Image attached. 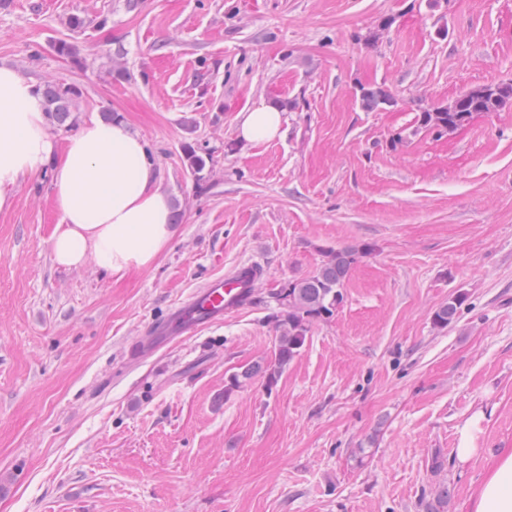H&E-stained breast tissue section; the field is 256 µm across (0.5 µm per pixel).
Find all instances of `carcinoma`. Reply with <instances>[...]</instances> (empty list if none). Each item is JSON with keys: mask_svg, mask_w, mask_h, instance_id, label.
I'll return each mask as SVG.
<instances>
[{"mask_svg": "<svg viewBox=\"0 0 512 512\" xmlns=\"http://www.w3.org/2000/svg\"><path fill=\"white\" fill-rule=\"evenodd\" d=\"M495 85H482L477 90L488 93L484 98V110L500 112L512 108V96L502 99L489 95ZM43 99L48 119L59 127L68 126L73 102L80 96L79 89L72 84L51 83L37 89ZM362 107L371 112L387 106L392 94L383 86H368L359 91ZM457 113L448 111L444 104L429 107V111L419 113L413 129L406 134H398L391 146L402 144L419 131H447L448 123L455 121ZM182 160L185 169L197 184L206 181L213 162L210 151L197 144L186 142L182 146ZM367 253L353 247L327 248L318 268L310 275L286 281L281 288L271 294L279 306L275 315L274 361L265 370L268 383H274L279 373L299 354L305 345L312 326L332 317L343 302V288L347 276L358 258ZM462 299L453 297L438 307L433 313V325L437 329L447 328L456 318ZM448 487H438L426 512H447Z\"/></svg>", "mask_w": 512, "mask_h": 512, "instance_id": "carcinoma-1", "label": "carcinoma"}]
</instances>
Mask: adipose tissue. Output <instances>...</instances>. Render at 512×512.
Listing matches in <instances>:
<instances>
[{
    "label": "adipose tissue",
    "instance_id": "adipose-tissue-1",
    "mask_svg": "<svg viewBox=\"0 0 512 512\" xmlns=\"http://www.w3.org/2000/svg\"><path fill=\"white\" fill-rule=\"evenodd\" d=\"M283 115L257 98L236 116L240 143L281 138ZM52 169L61 215L52 235L55 262L65 268L96 261L121 275L149 266L172 233L170 201L146 143L127 123L92 121L57 143L35 87L0 66V209L19 182ZM470 512H512V448H500L470 497Z\"/></svg>",
    "mask_w": 512,
    "mask_h": 512
}]
</instances>
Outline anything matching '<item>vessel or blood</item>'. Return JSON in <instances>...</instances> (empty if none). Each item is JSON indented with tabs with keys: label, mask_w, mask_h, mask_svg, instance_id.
Wrapping results in <instances>:
<instances>
[{
	"label": "vessel or blood",
	"mask_w": 512,
	"mask_h": 512,
	"mask_svg": "<svg viewBox=\"0 0 512 512\" xmlns=\"http://www.w3.org/2000/svg\"><path fill=\"white\" fill-rule=\"evenodd\" d=\"M264 272L261 265L243 262L229 273L213 278L205 288L173 307L165 319L154 323L138 342L137 351L150 354L179 336L195 334L200 328L222 322L243 306L249 282Z\"/></svg>",
	"instance_id": "b4317fda"
}]
</instances>
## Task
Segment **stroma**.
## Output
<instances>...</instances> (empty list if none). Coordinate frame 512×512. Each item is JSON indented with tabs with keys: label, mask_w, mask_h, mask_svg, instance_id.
Returning <instances> with one entry per match:
<instances>
[{
	"label": "stroma",
	"mask_w": 512,
	"mask_h": 512,
	"mask_svg": "<svg viewBox=\"0 0 512 512\" xmlns=\"http://www.w3.org/2000/svg\"><path fill=\"white\" fill-rule=\"evenodd\" d=\"M1 64L77 86V123L117 112L182 217L151 265L116 278L54 263L50 172L0 210V512H424L439 483L448 512H469L512 448V109L390 141L418 105L512 80V0H0ZM373 84L396 106L365 111ZM261 96L286 135L241 145L235 116ZM187 141L216 148L207 188ZM362 246L340 308L277 382L229 388L274 359L271 292L322 248ZM241 261L265 268L251 303L133 355ZM465 427L479 454L463 466Z\"/></svg>",
	"instance_id": "1"
}]
</instances>
